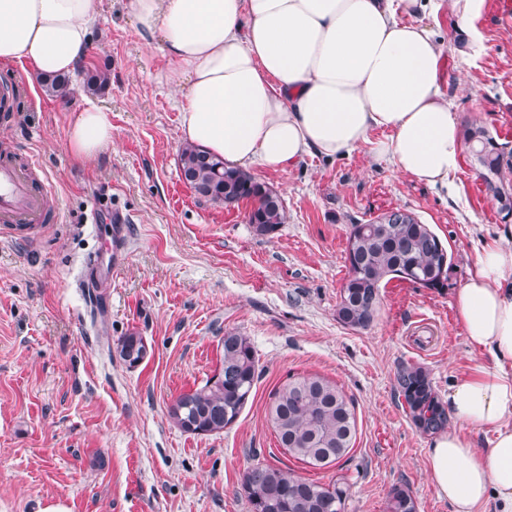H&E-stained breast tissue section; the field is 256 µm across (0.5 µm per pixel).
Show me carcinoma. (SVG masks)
<instances>
[{
	"mask_svg": "<svg viewBox=\"0 0 512 512\" xmlns=\"http://www.w3.org/2000/svg\"><path fill=\"white\" fill-rule=\"evenodd\" d=\"M464 140L485 194L497 204L502 220L512 218V152L505 153L489 130L477 124L464 129ZM179 169L185 183L200 197L224 207L251 202L248 223L258 236H270L285 223L283 199L272 186L231 167L224 159L195 145L180 147ZM347 277L336 314L352 329H366L380 306L381 288L393 280L418 288H443L450 263L448 251L428 225L415 219L388 224L379 220L351 225L346 248ZM220 370L204 385L180 395L169 407L170 417L185 433L219 434L234 424L247 404L258 378V358L249 338L224 333ZM120 360L133 366L145 356L143 336L133 331L116 344ZM397 391L414 424L423 432L448 428V409L421 367H404ZM279 446L313 467L331 456L339 462L353 448L356 432L351 402L338 386L318 375L289 378L269 407ZM242 489L251 512H344L345 483L321 484L290 471L264 464L245 470ZM387 512H417L410 490L394 487Z\"/></svg>",
	"mask_w": 512,
	"mask_h": 512,
	"instance_id": "obj_1",
	"label": "carcinoma"
}]
</instances>
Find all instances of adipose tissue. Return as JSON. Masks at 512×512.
<instances>
[{
  "mask_svg": "<svg viewBox=\"0 0 512 512\" xmlns=\"http://www.w3.org/2000/svg\"><path fill=\"white\" fill-rule=\"evenodd\" d=\"M143 35L161 34L158 83L180 91L186 142L226 164L285 171L307 156L333 162L369 146L376 161L441 189L461 167L464 142L445 93L437 34L413 15L439 0H126ZM97 0H0V61H25L37 82L90 56ZM385 131L379 141L373 130ZM112 141L107 113L76 114L69 146L94 157ZM468 343L489 363L456 378L454 422L428 459L453 512L494 502L512 512V245L490 240L455 294ZM490 432L485 450L468 434Z\"/></svg>",
  "mask_w": 512,
  "mask_h": 512,
  "instance_id": "adipose-tissue-1",
  "label": "adipose tissue"
}]
</instances>
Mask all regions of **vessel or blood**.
<instances>
[{
	"label": "vessel or blood",
	"mask_w": 512,
	"mask_h": 512,
	"mask_svg": "<svg viewBox=\"0 0 512 512\" xmlns=\"http://www.w3.org/2000/svg\"><path fill=\"white\" fill-rule=\"evenodd\" d=\"M50 194L37 158L0 153V228L22 232L49 222Z\"/></svg>",
	"instance_id": "vessel-or-blood-1"
}]
</instances>
